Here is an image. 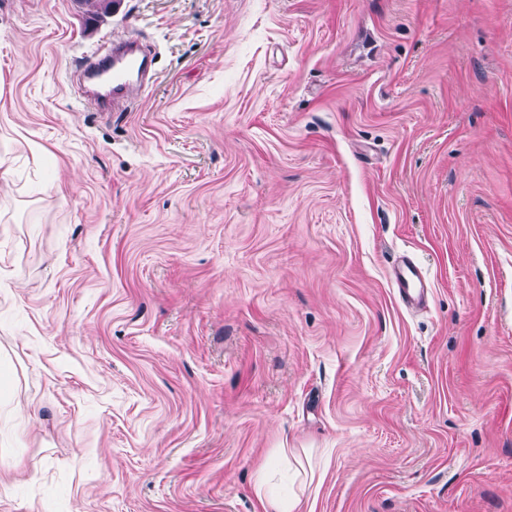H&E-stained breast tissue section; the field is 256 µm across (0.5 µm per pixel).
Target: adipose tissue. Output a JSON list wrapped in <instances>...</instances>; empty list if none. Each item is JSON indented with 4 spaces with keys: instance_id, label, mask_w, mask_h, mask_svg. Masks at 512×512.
Masks as SVG:
<instances>
[{
    "instance_id": "1",
    "label": "adipose tissue",
    "mask_w": 512,
    "mask_h": 512,
    "mask_svg": "<svg viewBox=\"0 0 512 512\" xmlns=\"http://www.w3.org/2000/svg\"><path fill=\"white\" fill-rule=\"evenodd\" d=\"M275 465L288 467L294 476L292 484L273 487L267 478H260L255 485V494L261 512H304L305 492L312 484L303 460L293 449H280Z\"/></svg>"
}]
</instances>
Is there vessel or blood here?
<instances>
[{"label": "vessel or blood", "instance_id": "obj_1", "mask_svg": "<svg viewBox=\"0 0 512 512\" xmlns=\"http://www.w3.org/2000/svg\"><path fill=\"white\" fill-rule=\"evenodd\" d=\"M152 56L145 46L113 44L111 50L91 56L76 74L73 91L77 100L99 108L112 107L128 112L138 104L142 94L135 83L148 74ZM390 283L402 303L409 308L425 306L431 282L411 257L403 256L390 272Z\"/></svg>", "mask_w": 512, "mask_h": 512}]
</instances>
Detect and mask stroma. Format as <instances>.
<instances>
[{"mask_svg":"<svg viewBox=\"0 0 512 512\" xmlns=\"http://www.w3.org/2000/svg\"><path fill=\"white\" fill-rule=\"evenodd\" d=\"M0 173V512H512V0H0ZM151 64V51L146 45L124 47L114 41L111 50L88 59L76 73L72 89L81 102L99 108L112 104V111L128 112L138 104L152 78L134 87L139 76L148 74ZM391 287L407 308H418L428 303L431 282L422 267L409 256H402L390 272ZM288 466L293 473L292 484L271 487L265 475L255 485L261 512H304L305 491L313 483L314 472L309 464V476L303 460L292 448L279 449L271 467ZM298 481V482H297ZM297 483V484H296Z\"/></svg>","mask_w":512,"mask_h":512,"instance_id":"35a3bbf8","label":"stroma"}]
</instances>
